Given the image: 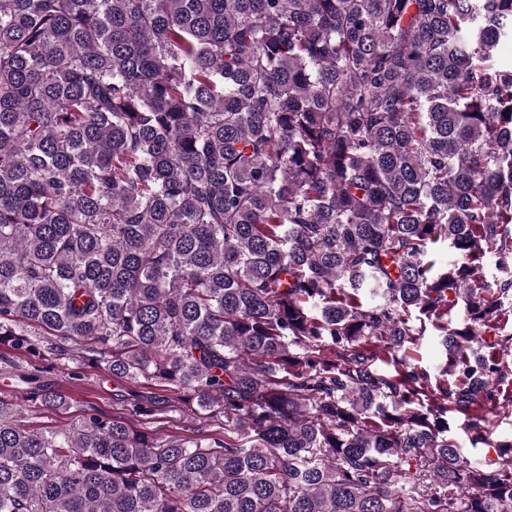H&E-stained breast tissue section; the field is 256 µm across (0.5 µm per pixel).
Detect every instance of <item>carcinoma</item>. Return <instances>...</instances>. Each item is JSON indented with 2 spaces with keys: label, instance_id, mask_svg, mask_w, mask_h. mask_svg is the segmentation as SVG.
<instances>
[{
  "label": "carcinoma",
  "instance_id": "obj_1",
  "mask_svg": "<svg viewBox=\"0 0 512 512\" xmlns=\"http://www.w3.org/2000/svg\"><path fill=\"white\" fill-rule=\"evenodd\" d=\"M509 39L512 0H0V345L223 425L0 397V512H512V440L472 423L475 464L448 419L512 412L479 340L512 319ZM408 352L410 358H413V363L418 364L430 374L433 388L436 379L439 381L447 378L439 375L445 358L433 336H424L419 340L418 345L411 347ZM162 427L160 434L168 436L203 437L219 432L222 426L215 418L209 415H199L192 411L184 412L180 407L178 411L161 415L156 424Z\"/></svg>",
  "mask_w": 512,
  "mask_h": 512
}]
</instances>
